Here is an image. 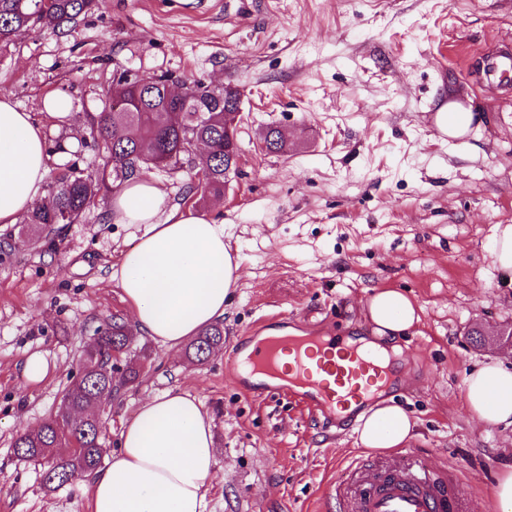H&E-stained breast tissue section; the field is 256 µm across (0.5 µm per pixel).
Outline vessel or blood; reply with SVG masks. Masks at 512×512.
Wrapping results in <instances>:
<instances>
[{
    "instance_id": "b4317fda",
    "label": "vessel or blood",
    "mask_w": 512,
    "mask_h": 512,
    "mask_svg": "<svg viewBox=\"0 0 512 512\" xmlns=\"http://www.w3.org/2000/svg\"><path fill=\"white\" fill-rule=\"evenodd\" d=\"M227 365L236 387L269 379L266 396L291 397L336 427L389 392L395 380L393 364L383 356L356 345L333 351L331 341L316 333L265 336L247 357L229 353ZM331 492L346 501V512L463 510V494L452 477L418 476L404 456H369L349 483H336Z\"/></svg>"
}]
</instances>
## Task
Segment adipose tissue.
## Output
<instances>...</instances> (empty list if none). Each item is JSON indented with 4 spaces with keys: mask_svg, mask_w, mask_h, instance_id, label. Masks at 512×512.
I'll return each mask as SVG.
<instances>
[{
    "mask_svg": "<svg viewBox=\"0 0 512 512\" xmlns=\"http://www.w3.org/2000/svg\"><path fill=\"white\" fill-rule=\"evenodd\" d=\"M48 173L41 127L0 95V224L17 223L39 203ZM112 220L143 227L113 274L136 330L177 351L223 319L241 277L223 225L167 208L162 188L146 178L116 192ZM419 311L404 292L387 287L371 288L365 305L374 335L390 342L419 322ZM463 395L478 422L512 425V370L501 363L473 367ZM414 427L401 406L385 402L360 415L358 440L366 448H399ZM215 466L211 419L189 393L169 389L139 405L105 467L89 475V512H208Z\"/></svg>",
    "mask_w": 512,
    "mask_h": 512,
    "instance_id": "1",
    "label": "adipose tissue"
}]
</instances>
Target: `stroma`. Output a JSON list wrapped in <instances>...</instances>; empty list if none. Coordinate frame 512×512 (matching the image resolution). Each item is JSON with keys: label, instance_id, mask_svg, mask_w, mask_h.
<instances>
[{"label": "stroma", "instance_id": "35a3bbf8", "mask_svg": "<svg viewBox=\"0 0 512 512\" xmlns=\"http://www.w3.org/2000/svg\"><path fill=\"white\" fill-rule=\"evenodd\" d=\"M101 0L69 35L45 28L0 50V94L39 122L50 173L79 150L97 176L98 149L79 148L103 108L112 62L236 86L242 96L238 170L223 196L203 195L189 171L152 170L168 207L224 226L241 258L224 314V348L205 363L134 336L138 383L103 414V445L145 400L177 387L212 420L217 465L210 512H340L329 491L363 457L354 431L326 428L285 396L253 398L225 379L226 352L277 313L303 331L371 337L367 290L395 287L421 307L397 339L395 403L417 421L404 445L430 472H457L467 512H496V478L512 466V426L473 420L465 374L478 362L512 368V347L477 346L471 331L512 324V274L492 257L496 225L512 224V83L481 76L479 57L512 47V0ZM69 99L50 118L43 99ZM455 99L479 123L444 140L431 114ZM275 126L288 150H262ZM98 198L59 248L36 243L0 260V512H88L80 484L51 490L42 464L18 459L14 436L54 414L97 326L127 317L111 278L134 224ZM50 353L37 384L26 357Z\"/></svg>", "mask_w": 512, "mask_h": 512}]
</instances>
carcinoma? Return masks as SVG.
Listing matches in <instances>:
<instances>
[{
    "label": "carcinoma",
    "instance_id": "cac0c4a2",
    "mask_svg": "<svg viewBox=\"0 0 512 512\" xmlns=\"http://www.w3.org/2000/svg\"><path fill=\"white\" fill-rule=\"evenodd\" d=\"M99 0H0V48L18 36L50 27L63 35L80 18L97 7ZM171 73L149 75L108 88L103 110L91 122L95 146L104 163L98 178L84 175L69 160L49 187L48 195L25 218L33 236L53 240L67 224L76 223L95 199L153 169L184 167L196 171L201 188L224 192L229 167L236 166L232 143L234 120L224 116V96H238L239 89L213 88L200 79H186L194 86L189 99L170 96ZM268 152L280 153L286 141L279 128L263 133ZM132 332L119 317L98 326L95 338L84 350L86 372L64 392L58 411L38 428L25 430L13 442L22 460H43L41 482L48 488L72 484L74 474L92 473L101 465L102 421L95 409L115 397L121 386L139 379V370L118 362L130 351ZM224 345V325L215 323L199 332L186 346V354L202 364L212 351Z\"/></svg>",
    "mask_w": 512,
    "mask_h": 512
}]
</instances>
